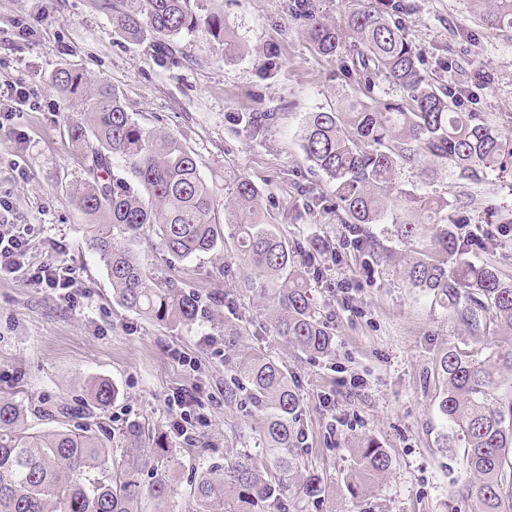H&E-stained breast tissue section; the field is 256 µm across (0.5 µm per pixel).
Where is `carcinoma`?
Wrapping results in <instances>:
<instances>
[{"mask_svg":"<svg viewBox=\"0 0 512 512\" xmlns=\"http://www.w3.org/2000/svg\"><path fill=\"white\" fill-rule=\"evenodd\" d=\"M474 2L482 18L512 29V0ZM93 5L129 42L150 34L155 43L169 45L203 27L224 43V60L242 56L224 12L205 8L204 0H93ZM408 8L404 0H349L338 25L329 19L326 0H288L290 18L316 52L340 61L343 77L357 78L368 95L381 84L397 92L369 102L338 93L335 107L307 113L301 148L313 171L334 184V205L352 226L356 250L391 257L370 231L373 224H392L406 247L428 239L405 263L407 284L451 309L468 334L492 330L507 338V348L489 360L456 350L441 356L439 411L464 444L472 479L463 492L476 512H512V469L505 470L512 455V395H498L499 377L512 374V276L495 260L499 225L476 224L460 233L458 222L444 216L447 198L397 185L405 168L431 183L440 166L453 179L484 185L512 166V130L462 108L463 88L437 85L425 74L401 21ZM52 84L84 106L85 118L68 126L72 142L87 145L84 175L72 194L95 218L89 244L119 305L171 327L195 322L202 299L151 273L135 245L150 224L161 250L182 261L220 250L227 229L240 258L259 271V278L243 281L240 289L272 296L276 334L311 354L331 352L333 333L310 293L319 269L304 244L289 242L265 220L267 204L256 184L246 177L234 180L227 190L234 219L226 226L216 216L213 186L177 136L142 127L115 88L96 86L82 72L60 68ZM273 120L271 112L240 118L255 135ZM90 389L97 408L111 406L116 394L111 382L94 380ZM239 391L264 416L265 453L201 471L192 512H288L294 499L321 497L322 478L302 471V397L286 368L256 352L237 364L230 396ZM118 442L113 445L109 432L80 425L31 432L25 409L0 400V512H141L145 498L158 512H168L178 458L135 421L121 428ZM355 460L348 480L354 493L391 466L387 451L373 440L355 449ZM145 472L151 475L147 484L141 482Z\"/></svg>","mask_w":512,"mask_h":512,"instance_id":"obj_1","label":"carcinoma"}]
</instances>
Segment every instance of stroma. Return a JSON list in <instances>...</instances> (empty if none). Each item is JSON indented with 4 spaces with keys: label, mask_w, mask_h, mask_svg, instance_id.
<instances>
[{
    "label": "stroma",
    "mask_w": 512,
    "mask_h": 512,
    "mask_svg": "<svg viewBox=\"0 0 512 512\" xmlns=\"http://www.w3.org/2000/svg\"><path fill=\"white\" fill-rule=\"evenodd\" d=\"M407 2L402 21L428 75L465 87L471 111L512 129V30L483 23L470 0ZM223 9L244 49L233 63L203 29L182 38L172 59L151 39L118 37L92 0H0V86L23 79L37 92L36 108L0 126V197L13 203L10 223L28 228L31 263L65 265L76 280L65 291L22 274L0 278V399L24 407L34 432L99 422L115 434L128 421L144 423L180 448L174 510L190 512L195 475L261 451L262 415L243 400L224 398L234 363L261 352L287 365L304 400L301 454L325 485L320 499L296 500L290 512H472L460 494L470 478L463 444L447 438L439 412L438 362L451 349L493 357L505 339L465 333L450 310L409 287L408 250L382 226L374 231L395 256L368 268L332 207L292 218L301 190L326 199L333 194L299 146L306 114L335 105L337 90L355 93L359 86L339 78L337 60L313 49L291 21L286 0H225ZM272 49L283 68L265 80L258 65ZM64 66L115 87L143 127L175 134L219 189L240 176L253 180L272 202L268 212L279 234L318 245L323 275L312 283V300L333 329L331 354L309 355L275 335L272 299L238 291L254 271L229 240L221 251L173 262L164 273L203 296L236 294V315L212 305L192 326L171 328L114 301L107 271L89 248L91 220L70 194L82 176L84 151L67 127L83 110L50 83ZM266 111L276 118L262 135L252 136L239 121L243 113ZM428 190L456 203L459 219L488 221L493 209L512 210V172L479 187L442 174ZM228 319L241 326L230 347L224 344ZM173 348L184 364L170 359ZM352 377L363 384L349 392L342 382ZM96 379L116 388L108 410L91 401ZM185 388L199 399L188 441L173 433L166 405ZM63 407L78 409V416L63 418ZM369 439L386 449L391 467L355 494L347 486L354 450Z\"/></svg>",
    "instance_id": "1"
}]
</instances>
